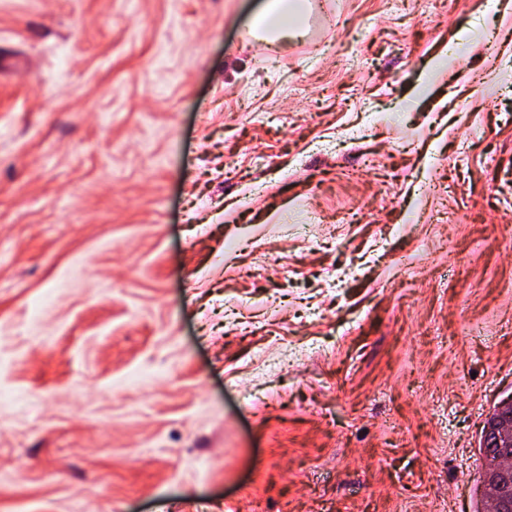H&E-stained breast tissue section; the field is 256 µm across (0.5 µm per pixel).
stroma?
<instances>
[{"instance_id": "stroma-1", "label": "stroma", "mask_w": 512, "mask_h": 512, "mask_svg": "<svg viewBox=\"0 0 512 512\" xmlns=\"http://www.w3.org/2000/svg\"><path fill=\"white\" fill-rule=\"evenodd\" d=\"M317 2L0 0V512H474L512 0ZM304 3L297 0H266L252 20V27L264 33L266 42H274L293 30V22H300L305 10ZM307 12V10H305Z\"/></svg>"}]
</instances>
